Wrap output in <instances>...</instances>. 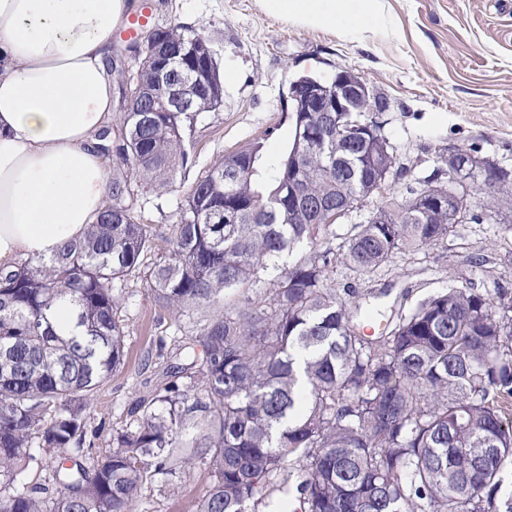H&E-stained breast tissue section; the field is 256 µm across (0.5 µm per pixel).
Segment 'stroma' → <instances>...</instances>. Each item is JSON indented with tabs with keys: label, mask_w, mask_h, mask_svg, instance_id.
Returning a JSON list of instances; mask_svg holds the SVG:
<instances>
[{
	"label": "stroma",
	"mask_w": 512,
	"mask_h": 512,
	"mask_svg": "<svg viewBox=\"0 0 512 512\" xmlns=\"http://www.w3.org/2000/svg\"><path fill=\"white\" fill-rule=\"evenodd\" d=\"M150 8L159 25L177 24L207 35L219 53L224 99L221 108L198 116L186 140L189 160L166 193L148 194L142 222L151 244L149 266L168 254L176 212L193 184L225 156L254 141L273 162L293 135L285 94L293 80L332 78L355 71L389 101L383 131L399 164L411 177L428 176L439 155L454 145L512 169V0H382L383 23L361 36L309 29L265 14L257 0H134ZM474 284L483 293L512 291V208L462 224L457 236L426 247L397 251L371 278L344 264L327 277L328 287L367 302L390 289L391 300L412 306L451 283ZM173 312L156 303L139 273H130L117 308L125 330L123 363L92 394L91 427L97 432L87 458L101 460L116 449L113 437L133 431V404L153 398L173 367L186 364L178 349L233 303ZM214 477L205 468L144 484L134 512H198Z\"/></svg>",
	"instance_id": "obj_1"
}]
</instances>
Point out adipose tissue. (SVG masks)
<instances>
[{"mask_svg": "<svg viewBox=\"0 0 512 512\" xmlns=\"http://www.w3.org/2000/svg\"><path fill=\"white\" fill-rule=\"evenodd\" d=\"M271 16L354 35L380 0H258ZM131 0H0V264L82 239L110 183L98 134L115 113L106 60Z\"/></svg>", "mask_w": 512, "mask_h": 512, "instance_id": "obj_1", "label": "adipose tissue"}]
</instances>
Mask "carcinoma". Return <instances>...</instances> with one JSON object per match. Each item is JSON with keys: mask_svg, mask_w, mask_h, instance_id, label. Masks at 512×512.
Returning <instances> with one entry per match:
<instances>
[{"mask_svg": "<svg viewBox=\"0 0 512 512\" xmlns=\"http://www.w3.org/2000/svg\"><path fill=\"white\" fill-rule=\"evenodd\" d=\"M176 46L201 34L158 28ZM132 93L153 84L157 62L142 52ZM197 85L221 82L219 61L197 57ZM142 120L122 112L99 149L113 157L106 207L86 238L45 261L0 269V512H133L150 474L205 466L215 481L199 512H512V294L450 285L410 309L379 313L362 332L361 303L325 286L342 262L370 276L400 248L456 234L448 210L385 197L388 223H353L341 250L317 242L338 223L345 197L369 200L378 166L395 167L374 135L351 146L323 128L326 147L307 142L295 112L293 139L269 166L256 142L198 179L177 212L171 259L141 267L149 245L137 187L162 195L186 167L185 122L215 112L207 97ZM310 218L288 208V157ZM476 187L461 212L478 224L512 201V170L468 169ZM311 248L266 289L224 306L184 345L192 358L164 394L139 402L136 429L117 435L111 456L89 463L90 394L124 359L116 319L119 283L142 271L154 298L180 311L214 303L259 279L284 252ZM61 304L73 325L57 321ZM201 354H195V346ZM38 447H33V439ZM50 456L46 462L41 452ZM49 470L45 484L24 472Z\"/></svg>", "mask_w": 512, "mask_h": 512, "instance_id": "carcinoma-1", "label": "carcinoma"}]
</instances>
